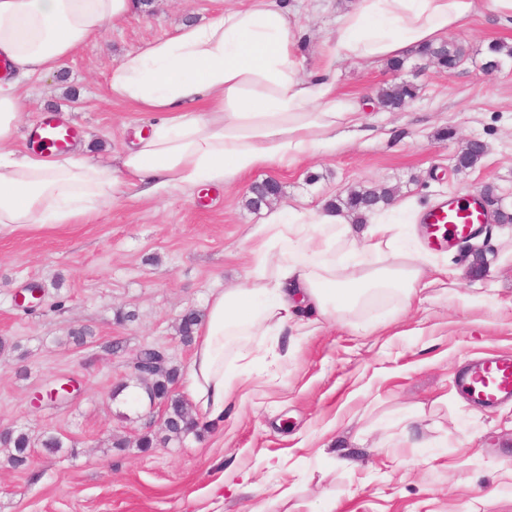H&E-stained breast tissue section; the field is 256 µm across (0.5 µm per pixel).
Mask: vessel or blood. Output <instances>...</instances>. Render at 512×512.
I'll return each mask as SVG.
<instances>
[{"mask_svg":"<svg viewBox=\"0 0 512 512\" xmlns=\"http://www.w3.org/2000/svg\"><path fill=\"white\" fill-rule=\"evenodd\" d=\"M78 135L75 125L55 117L44 118L37 143L41 152L60 157L69 151ZM492 214L476 197H449L423 212L429 247L438 248L475 234L491 223ZM460 384L474 407L488 410L512 400V358L490 356L467 365Z\"/></svg>","mask_w":512,"mask_h":512,"instance_id":"vessel-or-blood-1","label":"vessel or blood"}]
</instances>
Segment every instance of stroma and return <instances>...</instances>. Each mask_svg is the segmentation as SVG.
Instances as JSON below:
<instances>
[{
  "mask_svg": "<svg viewBox=\"0 0 512 512\" xmlns=\"http://www.w3.org/2000/svg\"><path fill=\"white\" fill-rule=\"evenodd\" d=\"M281 2L297 12L296 54L302 76H312L349 0ZM228 4L149 0L58 75L30 80L17 148L28 149L32 125L53 114L78 126L88 155L119 152L152 115L108 99L110 70L126 52ZM448 39L466 51L450 73L416 55L399 71L339 63L337 88L361 101L372 134L344 137L333 153L161 200L124 196L72 224L0 232V426L70 440L56 454L34 449L22 469H0V512H512V404L476 410L456 384L468 360L512 354V224L486 225L475 239L484 264L462 246L430 254L457 277L412 306L385 296L276 348L254 337L233 405L183 440L139 447L162 426L129 383V364L146 346L188 372L193 347L179 323L211 293L243 283L246 236L262 218L245 200L266 178L279 181L281 206L315 207L364 185L394 188L421 210L489 188L492 205L512 210V62L483 68L491 41L512 43V20L484 9ZM398 82L417 88L408 106L374 105L380 86ZM443 128L452 132L445 140ZM471 138L487 151L457 172L454 158ZM35 287L40 300L20 306L18 295ZM78 329L86 344L66 343ZM111 342L117 353L105 352ZM61 378L80 381L77 400L34 404ZM407 416L410 442L400 435ZM346 458L357 468L345 469Z\"/></svg>",
  "mask_w": 512,
  "mask_h": 512,
  "instance_id": "35a3bbf8",
  "label": "stroma"
}]
</instances>
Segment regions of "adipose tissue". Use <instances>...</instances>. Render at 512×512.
I'll use <instances>...</instances> for the list:
<instances>
[{
    "label": "adipose tissue",
    "instance_id": "1",
    "mask_svg": "<svg viewBox=\"0 0 512 512\" xmlns=\"http://www.w3.org/2000/svg\"><path fill=\"white\" fill-rule=\"evenodd\" d=\"M141 7L140 0H0V59L13 75L0 84V231L69 224L131 192L161 199L335 150L359 112L336 89L337 64L399 59L440 43L480 0H353L312 78L300 75V28L288 10L277 0L233 5L212 21L145 43L111 69L110 99L160 116L115 159L16 151L23 85L57 72ZM410 213V201H399L389 214L372 213L362 231L329 209L274 210L255 225L244 284L212 294L196 331L184 383L196 418H223L235 382L247 373L253 337L301 333L318 318L387 294L408 306L444 283L446 267L395 250L389 217ZM231 356L239 363L230 371Z\"/></svg>",
    "mask_w": 512,
    "mask_h": 512
}]
</instances>
